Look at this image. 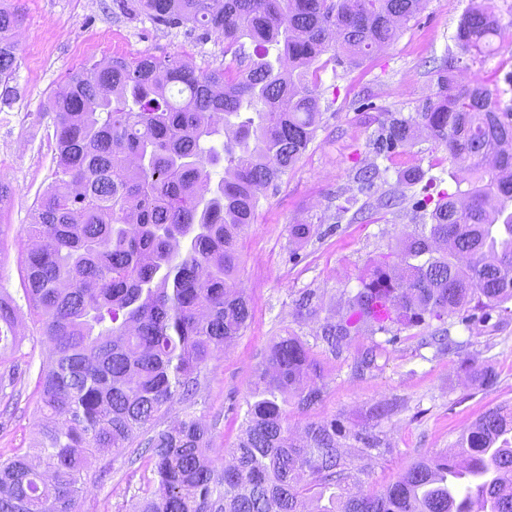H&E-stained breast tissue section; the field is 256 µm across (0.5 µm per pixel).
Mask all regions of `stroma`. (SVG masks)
I'll use <instances>...</instances> for the list:
<instances>
[{"label": "stroma", "instance_id": "35a3bbf8", "mask_svg": "<svg viewBox=\"0 0 512 512\" xmlns=\"http://www.w3.org/2000/svg\"><path fill=\"white\" fill-rule=\"evenodd\" d=\"M15 17L17 70L9 105L0 104V184L9 196L0 203V290L17 304L16 331L23 346L13 400L0 397V459L31 452L37 442L40 372L49 358L38 316L30 308L21 279V262L30 247L26 227L38 196L56 169L54 114L56 90L84 65L112 57L148 54L178 57L196 70L236 68L221 36H202L192 25L169 28L151 22L139 0H0ZM469 0H426L420 13L401 25L395 39L360 66L337 63L333 53L319 60L321 115L316 137L295 168L277 185L264 189L254 224L242 233L239 280L253 307L242 336L208 362L200 376L194 405L173 400L160 423L194 413L213 424L209 455L224 461L243 429L246 399L256 370L279 337H298L319 365L323 400L303 413L288 406V422L336 419L348 429L367 427L389 443L387 452L363 459L354 440L344 439L348 468L360 488L376 492L395 481L423 455L455 447L467 426L498 405L512 406V309L492 312L486 322L429 321L417 327L360 332L341 352L321 339V327L344 315L348 300L374 259L395 253L413 233L412 202L420 188L397 182L403 166L432 170L449 191L467 190L457 182L447 152L427 137L387 168L369 139L385 112H416L436 91L433 61L454 48V36ZM500 51L481 72L461 70L459 81L480 74L489 84L505 85L512 76V29L496 41ZM383 170L374 187L360 191L357 171L371 165ZM403 197L401 210H385L381 195ZM363 207L352 220L342 212L347 200ZM311 224L308 241L293 243L288 228ZM446 326L455 350L429 343ZM378 347L374 367L357 372L355 364ZM489 367L492 386L475 382L470 365ZM391 406L388 418L373 421L372 410ZM152 464L130 456H94L87 468L79 512H131L151 491Z\"/></svg>", "mask_w": 512, "mask_h": 512}]
</instances>
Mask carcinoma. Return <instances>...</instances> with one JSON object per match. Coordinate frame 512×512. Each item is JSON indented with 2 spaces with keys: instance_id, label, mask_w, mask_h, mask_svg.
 I'll return each mask as SVG.
<instances>
[{
  "instance_id": "obj_1",
  "label": "carcinoma",
  "mask_w": 512,
  "mask_h": 512,
  "mask_svg": "<svg viewBox=\"0 0 512 512\" xmlns=\"http://www.w3.org/2000/svg\"><path fill=\"white\" fill-rule=\"evenodd\" d=\"M495 0H472L456 50L435 67L437 92L408 116L386 113L371 143L387 160L423 130L471 178L464 192L419 167L409 235L393 274L373 263L344 316L323 326L338 351L365 328L445 321L469 305L486 320L512 301V107L505 91L456 80L463 59L490 61L501 19ZM421 0H140L168 27L193 24L247 38L256 59L233 72H198L180 59L143 54L86 65L51 100L55 178L38 197L27 232L24 293L50 344L40 374L37 448L0 463V512H77L91 457H118L142 436L155 490L133 512H512V408L486 411L453 455L414 461L381 493L351 483L341 439L359 456L380 450L366 430L336 419L288 423V400L319 405L317 364L294 336L279 338L255 375L243 434L223 464L204 454L212 426L192 414L159 428L162 408L193 403L202 368L253 318L238 281L240 235L254 222L259 188L276 184L315 137L317 59L336 44L357 65L396 36ZM13 14L0 9V102L16 71ZM223 175L215 180L216 170ZM16 308L0 293V348L15 352Z\"/></svg>"
}]
</instances>
